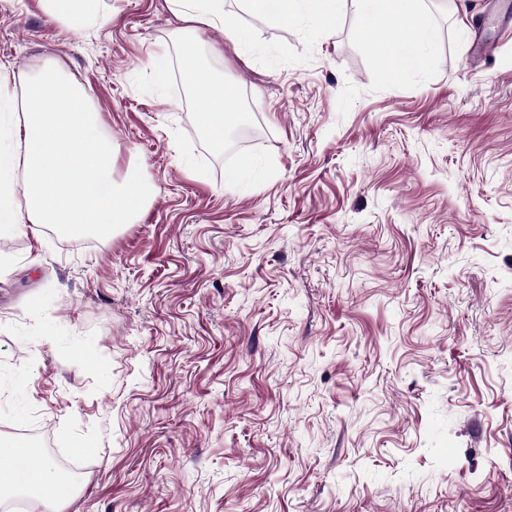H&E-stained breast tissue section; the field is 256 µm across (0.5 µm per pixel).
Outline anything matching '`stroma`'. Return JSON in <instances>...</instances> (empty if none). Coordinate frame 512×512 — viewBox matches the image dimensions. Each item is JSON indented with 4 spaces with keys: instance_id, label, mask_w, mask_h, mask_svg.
Here are the masks:
<instances>
[{
    "instance_id": "35a3bbf8",
    "label": "stroma",
    "mask_w": 512,
    "mask_h": 512,
    "mask_svg": "<svg viewBox=\"0 0 512 512\" xmlns=\"http://www.w3.org/2000/svg\"><path fill=\"white\" fill-rule=\"evenodd\" d=\"M103 6L0 0L10 82L55 64L150 188L107 239L0 236V435L72 471L66 512H512V0H423L403 76L353 0H224L246 53ZM193 58L259 143L215 148ZM49 13L55 19L68 22L75 30L102 23L105 15L101 0H46ZM248 10L257 17L273 16L280 23L313 17L324 23L335 24L344 0H245Z\"/></svg>"
}]
</instances>
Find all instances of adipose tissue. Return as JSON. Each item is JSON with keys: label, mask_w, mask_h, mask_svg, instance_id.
<instances>
[{"label": "adipose tissue", "mask_w": 512, "mask_h": 512, "mask_svg": "<svg viewBox=\"0 0 512 512\" xmlns=\"http://www.w3.org/2000/svg\"><path fill=\"white\" fill-rule=\"evenodd\" d=\"M53 18L80 30L104 21L101 0H47ZM343 0H245L257 17H274L283 24L313 17L335 24ZM366 30L391 27L392 41L375 44L377 55L389 59L398 71L425 58L434 30L417 8L418 0H354ZM171 10L187 20L227 27L240 51L248 38L228 28L224 0H168ZM188 85L205 109L209 136L223 143L224 130L237 113L236 98L223 81L204 67L188 71ZM116 146L88 112L82 90L47 64L15 95L0 78V234L20 224L50 226L68 238L89 232L111 236L117 227L132 223L149 194L137 175H113ZM54 496L47 512H62L75 486L54 473L43 454L27 443L8 442L0 453V492L41 498L46 488Z\"/></svg>", "instance_id": "adipose-tissue-1"}]
</instances>
